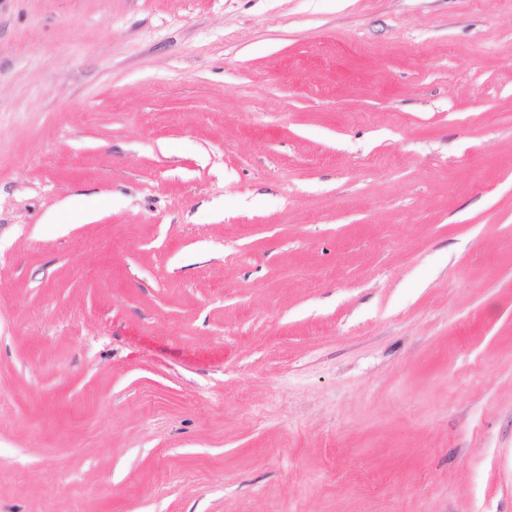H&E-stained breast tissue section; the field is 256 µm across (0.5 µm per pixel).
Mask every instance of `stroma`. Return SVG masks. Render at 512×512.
<instances>
[{
	"label": "stroma",
	"instance_id": "stroma-1",
	"mask_svg": "<svg viewBox=\"0 0 512 512\" xmlns=\"http://www.w3.org/2000/svg\"><path fill=\"white\" fill-rule=\"evenodd\" d=\"M0 512H512V0H0ZM64 211L78 217L81 224H88L94 221L98 214L96 200L83 196L68 199L63 205Z\"/></svg>",
	"mask_w": 512,
	"mask_h": 512
}]
</instances>
